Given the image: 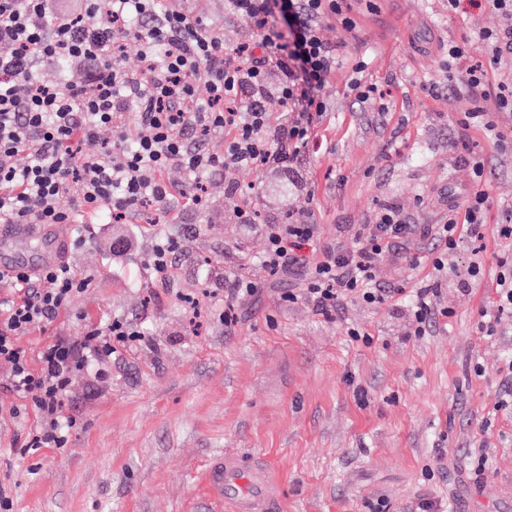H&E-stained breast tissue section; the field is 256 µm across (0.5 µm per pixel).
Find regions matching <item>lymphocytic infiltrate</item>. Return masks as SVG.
Wrapping results in <instances>:
<instances>
[{
	"label": "lymphocytic infiltrate",
	"mask_w": 512,
	"mask_h": 512,
	"mask_svg": "<svg viewBox=\"0 0 512 512\" xmlns=\"http://www.w3.org/2000/svg\"><path fill=\"white\" fill-rule=\"evenodd\" d=\"M83 2L85 13H104L99 25L87 27L82 15L59 10L56 0H0L1 224H74L84 212L125 218L145 203L165 208L185 196L203 205L201 194H186L166 180L174 166L192 186L218 168L292 166L308 144L314 118L327 109L323 90L336 67L322 24L351 9L350 0H229L260 37L230 46L219 28L194 14L189 0ZM277 12L285 16L287 32L270 30ZM131 40L141 59L132 73L121 67ZM45 67L55 70L56 82L41 79ZM274 70L279 80L272 85L267 76ZM200 79L208 89L204 103L195 91ZM245 93L252 100L244 106ZM272 94L294 115L278 148L266 137L268 117L261 107L262 98ZM105 128L116 135L107 159L84 153ZM227 129L232 135L220 154L200 151L187 140L191 132ZM21 153L28 156L23 167L15 163ZM487 200L486 191H476L463 221L421 228L403 223L397 206L383 205L372 223L360 226L351 247L324 248L317 259L301 252L316 237V225L292 217L266 225L261 265L272 275L302 270L305 286L288 294V301H311L327 317L350 300L408 305L420 336L433 320L451 317V310L438 307V291L428 285L376 288V268L417 234L437 240L429 258L435 271H445L458 247V229L481 240ZM0 280L17 291L0 300V366L9 368L12 389L30 400L37 415L24 450L62 447L74 425L62 413L74 377L102 368L138 332L116 320L30 353L20 338L51 323L90 280L65 261L37 271L1 272Z\"/></svg>",
	"instance_id": "1"
}]
</instances>
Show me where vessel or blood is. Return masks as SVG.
Instances as JSON below:
<instances>
[{"label":"vessel or blood","mask_w":512,"mask_h":512,"mask_svg":"<svg viewBox=\"0 0 512 512\" xmlns=\"http://www.w3.org/2000/svg\"><path fill=\"white\" fill-rule=\"evenodd\" d=\"M210 497L231 503L234 512H272L268 494L269 471L265 463L253 458L224 456L204 472Z\"/></svg>","instance_id":"1"}]
</instances>
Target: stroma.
I'll return each mask as SVG.
<instances>
[{
	"mask_svg": "<svg viewBox=\"0 0 512 512\" xmlns=\"http://www.w3.org/2000/svg\"><path fill=\"white\" fill-rule=\"evenodd\" d=\"M193 7L227 43L254 39L228 0ZM350 16L349 27L323 24L338 54L330 108L293 170L228 167L208 175L203 207L179 200L68 233L65 258L91 284L22 345L33 353L116 319L141 338L103 375L74 378L64 446L35 454L21 449L36 413L0 368V478L10 479L13 512H232L202 482L224 455L268 462L280 512H416L425 499L442 512H512V406L500 404L512 379L498 371L512 356V317L498 336L478 330L499 262L512 258V240L497 234L512 212V144L489 133L512 127L496 98L512 63L494 62L481 34L512 21L493 0L455 12L448 0H352ZM456 44L487 73L485 124L461 123L469 93L463 78L446 80ZM358 65L375 88L367 103L350 90ZM477 161L489 192L481 255L465 237L447 272L418 268L411 254L435 242L416 236L377 267L386 291L438 284L437 302L453 315L424 335L403 309L350 301L328 319L310 302H285L299 280L259 266L265 225L291 214L318 226L303 248L311 257L350 244L387 202L409 224L463 217ZM274 182L287 184V201L270 196ZM242 208L253 223L241 222ZM162 236L178 243L163 274L149 263ZM239 274L259 293L235 301L227 322L224 290ZM352 328L368 341L353 340Z\"/></svg>",
	"mask_w": 512,
	"mask_h": 512,
	"instance_id": "1",
	"label": "stroma"
}]
</instances>
